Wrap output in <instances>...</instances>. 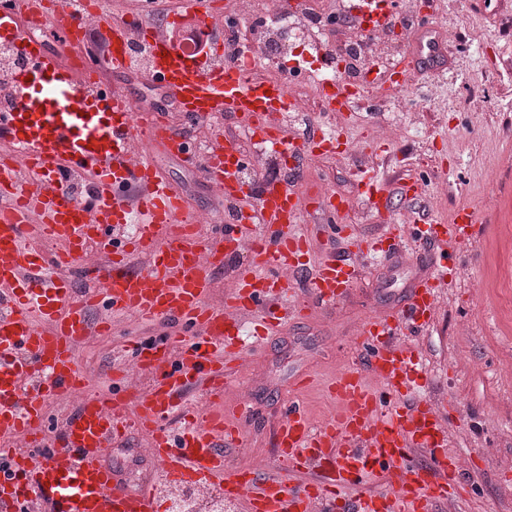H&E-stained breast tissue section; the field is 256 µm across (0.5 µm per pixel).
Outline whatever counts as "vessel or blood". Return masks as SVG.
<instances>
[{"label":"vessel or blood","mask_w":512,"mask_h":512,"mask_svg":"<svg viewBox=\"0 0 512 512\" xmlns=\"http://www.w3.org/2000/svg\"><path fill=\"white\" fill-rule=\"evenodd\" d=\"M350 8L370 35L402 22L394 0H352ZM25 15L72 49L83 44L88 22L83 13L52 8L47 0H19L18 9L0 11V39L27 59L13 77L11 110L0 112V136L8 138L13 156L12 163L0 162V512H163L179 488L217 491L244 512H312L318 503L325 512H426L433 502L458 494L456 462L444 453L443 415L414 396L422 359L412 346L393 342L394 329L384 317L368 320L360 334L374 352L378 390L348 369L332 385L338 406L321 428H313L298 402L282 410L276 448L299 483L288 485L259 467L228 466L224 447L239 441L240 415L186 405L183 395L197 385L206 398L223 397L233 369L222 357L239 339L238 315L272 311L287 296L285 274L297 270L310 250L307 238L293 231L303 218L300 182H246L239 139L213 144L198 162L237 208L222 242L203 239L182 197L152 161L131 156L135 134L177 154L185 149L183 135L156 113L139 125L124 92L98 94L86 81L98 69L125 73L131 66L126 47L136 37L151 47L154 78L189 117L233 114L282 159L333 155L338 144L317 129L298 139L272 125L274 113L291 107L286 85L256 82L240 62L213 65L185 54L149 25L134 30L108 22L110 53L66 65L23 27ZM423 52V42L414 41L408 56L389 68L390 86H406L412 62ZM364 90L346 79L332 81L321 93L322 108L346 111ZM70 171L92 177V204L78 199L66 180ZM362 184L365 206L385 209L376 177H363ZM474 223L471 210L458 209L436 237L444 245L463 242L472 237ZM130 226L137 229L132 243L148 257L143 272L128 268L115 235ZM161 237L167 240L162 247ZM245 241L254 244L256 274L240 278L223 305L208 304L212 263ZM451 259L445 249L431 258L432 280L411 291L399 319L431 320L433 288L445 280ZM74 273L86 284L79 294L71 286ZM358 276L345 259L328 255L309 292L317 303L332 305L349 296ZM102 300L111 313L101 332L126 315L170 319L181 327L163 349L137 348L133 365L150 377L139 395L108 401L85 386L76 348L91 334L89 309ZM59 397L73 399L76 410L50 430L48 406ZM178 408L184 425L174 440L165 424ZM131 428L147 436L163 477L139 492L128 491L102 463ZM417 449L433 456L435 468L412 463ZM385 467L387 489H369Z\"/></svg>","instance_id":"vessel-or-blood-1"}]
</instances>
